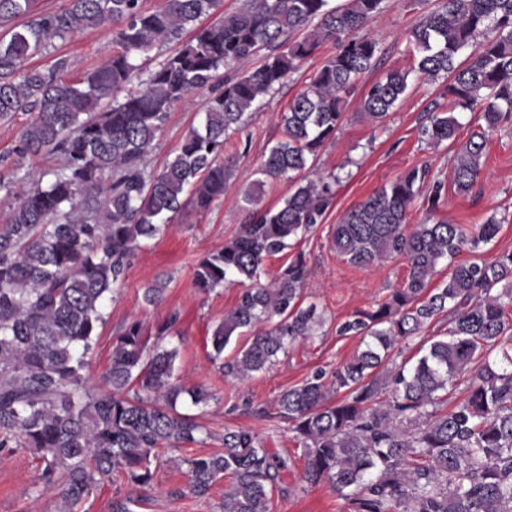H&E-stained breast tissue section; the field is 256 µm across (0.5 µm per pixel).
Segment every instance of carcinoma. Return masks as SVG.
<instances>
[{
    "label": "carcinoma",
    "instance_id": "1",
    "mask_svg": "<svg viewBox=\"0 0 512 512\" xmlns=\"http://www.w3.org/2000/svg\"><path fill=\"white\" fill-rule=\"evenodd\" d=\"M382 2L331 8L329 0H241L186 39L221 0H164L155 11L144 10L141 0H66L58 11L36 14L33 0H0V23L8 27L0 36V119L31 114L13 169L27 157L61 159L46 185V173L26 169L21 180L28 188L0 219V452L38 454L35 491L59 488L62 512H79L116 476L151 487L161 450L211 438L198 416L178 410L184 394L194 406L210 396L181 383L179 349L161 344L177 315L156 326L152 348L143 321L124 323L100 384L89 381L87 356L105 323L106 302L143 243L184 209L204 212L224 196L233 176L222 160L226 137L334 40L336 54L281 113L284 139L262 169L294 191L277 209L255 210L252 222L203 257L193 276L203 293L230 282L244 286L212 332L210 358L226 379L266 370L315 335L322 316L316 305H302V259L267 283L264 262L320 223L333 202L336 176L305 172L342 124L343 94L376 66L379 42L366 28ZM102 26L112 27L117 50L78 79L65 78L66 56L47 68L29 66L54 41ZM170 43L179 48L154 67L135 63ZM408 51L414 66L373 81L363 114L375 122L386 117L413 71L425 81L447 78L449 109L429 111L420 135L433 147L453 142L463 128L458 111L481 112L485 127L461 145L453 169L457 192L466 194L482 175L487 133L512 123V0H440L411 27ZM255 58L258 66L243 69ZM203 88L211 96L202 126L187 130L172 160L150 168L149 147L169 113ZM442 191L429 168L414 167L333 225L332 245L349 265L363 269L397 254L410 271L403 287L339 328L365 342L335 380L317 373L277 399L303 448L302 480L330 484L354 512H512V353L501 348L512 330V253L493 265L453 263L463 250L495 238L494 217L469 231L446 221L407 230L417 198L434 211ZM443 259L453 265L448 280L430 290ZM167 284L158 279L145 288V304L159 302ZM439 316L448 318L447 338L432 342L412 367L375 375L399 341ZM245 331L250 343L224 359ZM475 362L468 395L439 412V393ZM383 389L389 397L381 401ZM342 390L344 397L332 400ZM222 445L176 463L186 467L193 494L207 495L227 476L223 512H269L268 487L285 463L249 429L224 430Z\"/></svg>",
    "mask_w": 512,
    "mask_h": 512
}]
</instances>
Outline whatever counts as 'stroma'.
<instances>
[{
  "label": "stroma",
  "instance_id": "1",
  "mask_svg": "<svg viewBox=\"0 0 512 512\" xmlns=\"http://www.w3.org/2000/svg\"><path fill=\"white\" fill-rule=\"evenodd\" d=\"M437 4L438 0H384L368 28L380 44V63L361 75L345 94L344 120L336 137L322 147L312 164L313 171L336 174L333 203L321 224L265 263L266 276L271 279L295 258L304 260L310 276L302 302L316 304L324 319L317 336L297 344L267 371L245 380L224 378L210 360L211 336L216 324L236 305L242 288L229 284L203 294L194 288L193 275L202 257L239 234L253 208H278L292 192L290 182L262 178L260 170L270 149L284 137L281 113L305 89L314 71L335 53L336 44L330 40L248 114L243 129L230 137L224 158L232 162L234 176L223 197L207 212L187 209L179 213L163 235L138 252L119 294L105 308L106 323L88 356L90 380L100 382L121 324L136 317L151 331L170 313H178L177 332L166 343L180 350L177 374L183 384L203 386L211 394L202 421L214 438L202 446L180 448L177 454L188 458L220 448L228 428L252 430L285 463L270 495L271 512H353L329 484L311 486L302 481V448L276 404L284 390L302 384L317 370L333 372L361 350V337L338 335V327L355 311L371 308L401 287L408 275L409 263L399 255L365 269L350 267L331 244V229L342 215L409 168L425 164L432 177L443 183V196L434 212L424 201H416L408 216L410 224L445 219L468 229L495 217L501 221L496 238L477 250L463 251L460 258L490 265L501 254L512 252V125L503 124L489 134L483 175L469 194L461 195L453 185L456 146L444 143L435 148L419 135L426 111L448 103L442 95L444 80L428 82L411 74L405 95L386 118L373 122L362 115V99L370 83L388 70H408V32L419 15ZM114 48L112 30L104 26L56 42L34 63L46 68L57 56L65 55L71 60L70 74L76 77ZM209 95V89L196 90L170 112L149 156L151 168L163 167L174 157L185 132L201 123ZM259 179L264 185L260 202L254 206L246 201L245 192ZM159 277L168 280L164 298L157 306H145L143 291ZM39 468L38 457L26 449L17 448L0 457V512H59L57 491L33 492ZM226 485V480H218L208 495L198 497L191 492L185 473L164 465L157 470L153 487L147 489L120 478L102 485L90 499L89 512H117V503L123 501L128 502L130 512H222Z\"/></svg>",
  "mask_w": 512,
  "mask_h": 512
}]
</instances>
